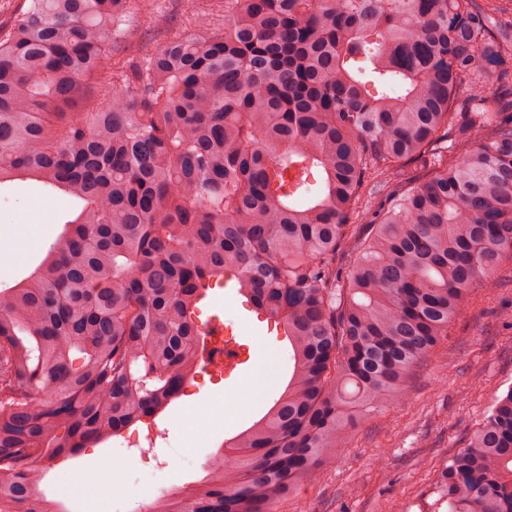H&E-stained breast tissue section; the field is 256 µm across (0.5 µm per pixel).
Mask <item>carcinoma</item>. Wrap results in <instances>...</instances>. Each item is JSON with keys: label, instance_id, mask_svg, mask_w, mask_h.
<instances>
[{"label": "carcinoma", "instance_id": "cac0c4a2", "mask_svg": "<svg viewBox=\"0 0 512 512\" xmlns=\"http://www.w3.org/2000/svg\"><path fill=\"white\" fill-rule=\"evenodd\" d=\"M136 5L26 0L0 30V184L82 202L0 291V512H67L44 466L154 425L214 364L199 297L227 277L283 328L288 386L153 512H275L512 260V21L499 0H224V24L132 60ZM438 493L512 512V387Z\"/></svg>", "mask_w": 512, "mask_h": 512}]
</instances>
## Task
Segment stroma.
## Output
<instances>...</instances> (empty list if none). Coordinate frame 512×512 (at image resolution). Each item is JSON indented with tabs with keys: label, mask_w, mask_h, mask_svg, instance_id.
<instances>
[{
	"label": "stroma",
	"mask_w": 512,
	"mask_h": 512,
	"mask_svg": "<svg viewBox=\"0 0 512 512\" xmlns=\"http://www.w3.org/2000/svg\"><path fill=\"white\" fill-rule=\"evenodd\" d=\"M194 34L187 0H161L136 16L126 56L152 50L170 19ZM78 210L64 193L18 179L0 185V290L27 278ZM204 315H218L250 350L238 375H201L152 430L150 461L118 436L77 458L49 466L40 485L68 512H116L126 500L164 487L194 485L226 439L261 417L288 383L291 359L266 323L247 318L234 293L214 288ZM512 386V262L480 289L433 353L409 374L396 409L349 431L335 463L282 501L278 512H431L441 473L496 396Z\"/></svg>",
	"instance_id": "obj_1"
}]
</instances>
